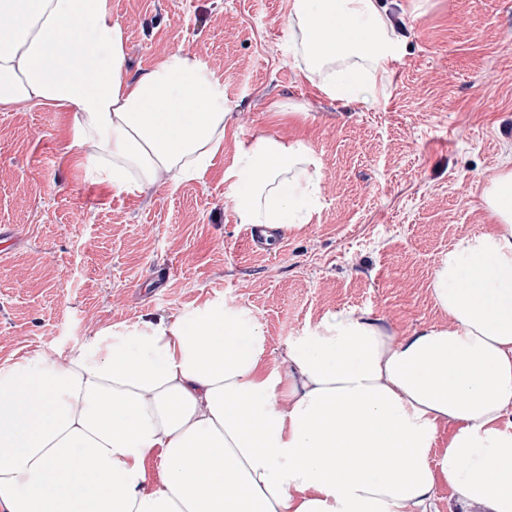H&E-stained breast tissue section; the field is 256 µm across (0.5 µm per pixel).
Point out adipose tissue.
I'll use <instances>...</instances> for the list:
<instances>
[{"label":"adipose tissue","mask_w":512,"mask_h":512,"mask_svg":"<svg viewBox=\"0 0 512 512\" xmlns=\"http://www.w3.org/2000/svg\"><path fill=\"white\" fill-rule=\"evenodd\" d=\"M385 0H292L295 60L343 104L385 95L399 36ZM109 0H0V111L73 113L72 145L116 193L204 176L224 86L173 51L135 78ZM302 140L239 142L237 223L288 230L319 206ZM494 231L436 267L448 317L396 337L335 311L265 360L262 324L223 298L113 323L0 366V512H512V168L488 181ZM445 446H438L441 428Z\"/></svg>","instance_id":"obj_1"}]
</instances>
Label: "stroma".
Returning <instances> with one entry per match:
<instances>
[{
    "label": "stroma",
    "instance_id": "obj_1",
    "mask_svg": "<svg viewBox=\"0 0 512 512\" xmlns=\"http://www.w3.org/2000/svg\"><path fill=\"white\" fill-rule=\"evenodd\" d=\"M125 71L197 55L239 114L203 178L118 194L71 149L72 115L0 111V364L95 329L223 295L264 326L267 358L331 311L370 310L397 335L446 323L435 268L491 232L490 176L512 165V0H387L401 37L388 93L343 106L296 66L291 0H109ZM266 132L322 162V205L251 248L224 167Z\"/></svg>",
    "mask_w": 512,
    "mask_h": 512
}]
</instances>
